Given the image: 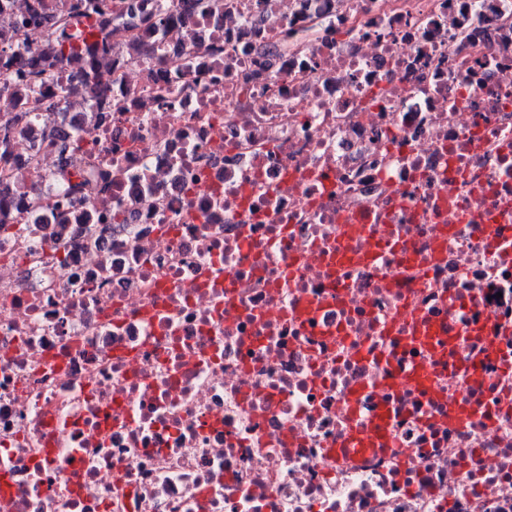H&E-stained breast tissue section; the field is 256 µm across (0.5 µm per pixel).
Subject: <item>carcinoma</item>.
Instances as JSON below:
<instances>
[{
    "instance_id": "obj_1",
    "label": "carcinoma",
    "mask_w": 512,
    "mask_h": 512,
    "mask_svg": "<svg viewBox=\"0 0 512 512\" xmlns=\"http://www.w3.org/2000/svg\"><path fill=\"white\" fill-rule=\"evenodd\" d=\"M72 10L76 31L59 27L35 54H25L6 43L0 46V60L6 66L16 63L28 69L35 78L60 62L74 63L81 71L83 84L97 96L104 97L109 94V87L99 73L97 45L102 29L93 19L94 6L73 0Z\"/></svg>"
}]
</instances>
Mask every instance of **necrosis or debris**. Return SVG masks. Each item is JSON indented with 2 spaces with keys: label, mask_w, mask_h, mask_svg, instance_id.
Wrapping results in <instances>:
<instances>
[{
  "label": "necrosis or debris",
  "mask_w": 512,
  "mask_h": 512,
  "mask_svg": "<svg viewBox=\"0 0 512 512\" xmlns=\"http://www.w3.org/2000/svg\"><path fill=\"white\" fill-rule=\"evenodd\" d=\"M94 3L108 98L0 73V512H512V0ZM391 411H382L377 421L368 428L357 427L347 435L342 448H336V454H355L367 448H372L376 442H385L389 429Z\"/></svg>",
  "instance_id": "4bbe7bcc"
}]
</instances>
